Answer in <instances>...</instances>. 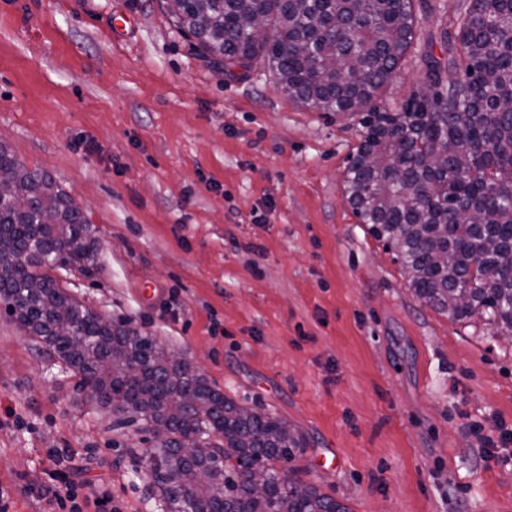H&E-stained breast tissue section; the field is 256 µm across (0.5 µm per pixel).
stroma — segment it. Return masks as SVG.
Segmentation results:
<instances>
[{
	"instance_id": "1",
	"label": "stroma",
	"mask_w": 512,
	"mask_h": 512,
	"mask_svg": "<svg viewBox=\"0 0 512 512\" xmlns=\"http://www.w3.org/2000/svg\"><path fill=\"white\" fill-rule=\"evenodd\" d=\"M469 0H415L416 37L377 99L394 109L445 59ZM359 118L289 101L257 64L200 60L159 0H0V143L66 192L99 241L70 295L188 361L238 404L285 418L292 478L350 512H512V338L419 299L344 195ZM0 310V488L44 512L67 469L122 512H167L144 459ZM63 452L55 463L51 449Z\"/></svg>"
}]
</instances>
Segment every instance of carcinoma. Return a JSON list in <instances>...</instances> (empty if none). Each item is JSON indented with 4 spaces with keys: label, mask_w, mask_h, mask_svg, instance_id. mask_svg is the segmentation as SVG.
<instances>
[{
    "label": "carcinoma",
    "mask_w": 512,
    "mask_h": 512,
    "mask_svg": "<svg viewBox=\"0 0 512 512\" xmlns=\"http://www.w3.org/2000/svg\"><path fill=\"white\" fill-rule=\"evenodd\" d=\"M176 31L224 74L263 61L288 100L360 115L344 178L369 233L397 251L415 295L455 320L485 314L512 335V0H471L425 62V90L374 103L415 31L413 0H179ZM265 18L267 36L248 27ZM0 305L26 335L155 441L147 476L174 512H350L281 468L306 442L270 412L237 404L131 321L77 301L45 268L95 273L98 242L71 198L0 144ZM68 320L72 335L58 334ZM260 469L264 494L250 490ZM204 470L207 480L185 475Z\"/></svg>",
    "instance_id": "cac0c4a2"
}]
</instances>
